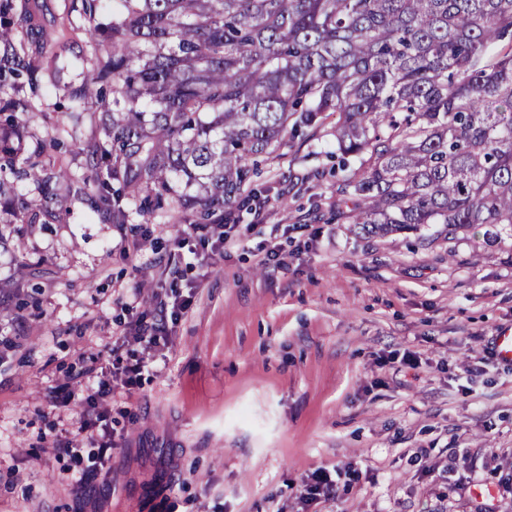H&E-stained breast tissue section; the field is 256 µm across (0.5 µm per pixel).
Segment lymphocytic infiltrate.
<instances>
[{
	"instance_id": "obj_1",
	"label": "lymphocytic infiltrate",
	"mask_w": 512,
	"mask_h": 512,
	"mask_svg": "<svg viewBox=\"0 0 512 512\" xmlns=\"http://www.w3.org/2000/svg\"><path fill=\"white\" fill-rule=\"evenodd\" d=\"M183 310L182 303L161 302L154 318L140 317L134 326L135 340L140 344V355L118 356L115 349L107 347L92 356L83 389L64 385L52 396L53 402L74 403L79 407L80 433L86 440L62 433L52 437L50 444L59 454L68 456L74 466L73 481L78 487H86L112 457V432L109 419L112 412V395L115 389L130 390L136 387L148 358L161 346L160 334L167 319L177 318ZM94 447L93 454L83 452L84 444Z\"/></svg>"
}]
</instances>
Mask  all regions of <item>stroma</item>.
Returning a JSON list of instances; mask_svg holds the SVG:
<instances>
[{"mask_svg":"<svg viewBox=\"0 0 512 512\" xmlns=\"http://www.w3.org/2000/svg\"><path fill=\"white\" fill-rule=\"evenodd\" d=\"M24 39L41 81L27 152L74 174L62 213L0 245V512H512V231L499 224L363 236L336 219V127L262 162L263 224L240 212L223 254L181 250L187 224L112 223L70 95L90 56L73 0H30ZM276 249L279 265L263 257ZM170 260L175 283L161 279ZM35 279L34 305L18 285ZM177 288L190 309L132 393L112 398L109 465L91 491L46 440L79 425L55 388L80 386L104 346ZM413 353L412 366L397 355ZM353 463L354 486L320 509L300 491L318 467Z\"/></svg>","mask_w":512,"mask_h":512,"instance_id":"35a3bbf8","label":"stroma"}]
</instances>
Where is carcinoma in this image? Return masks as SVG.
<instances>
[{
    "label": "carcinoma",
    "mask_w": 512,
    "mask_h": 512,
    "mask_svg": "<svg viewBox=\"0 0 512 512\" xmlns=\"http://www.w3.org/2000/svg\"><path fill=\"white\" fill-rule=\"evenodd\" d=\"M75 0L91 69L77 109L97 107L105 142L87 153L114 224L129 206L163 221L222 224L258 198L253 166L326 112L337 115L339 218L365 235L425 224L512 229V0ZM40 29L0 0V84L31 95L0 112L38 115L36 71L14 43ZM112 88V107L104 89ZM0 128V205L20 224L57 218L63 169L20 159ZM368 156L354 168L349 158ZM30 180L38 197L15 191Z\"/></svg>",
    "instance_id": "obj_1"
}]
</instances>
